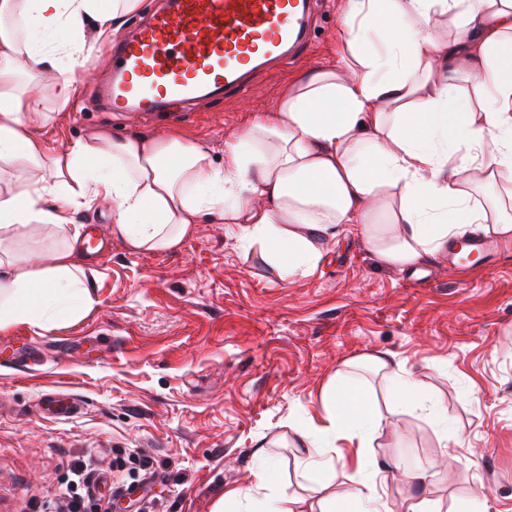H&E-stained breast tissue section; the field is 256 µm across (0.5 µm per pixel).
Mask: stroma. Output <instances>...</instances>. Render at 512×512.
I'll return each instance as SVG.
<instances>
[{
  "mask_svg": "<svg viewBox=\"0 0 512 512\" xmlns=\"http://www.w3.org/2000/svg\"><path fill=\"white\" fill-rule=\"evenodd\" d=\"M346 0H322L312 46L243 96L203 101L180 124L94 112L92 70L105 43L72 77L81 113L47 102L32 134L56 148L96 133L184 138L216 163L224 145L276 111L296 78L343 48ZM78 228L112 239L83 260L95 303L52 331H0V512H55L73 468L88 464L91 490L110 512H213L226 492L267 467L295 512H319L321 495L297 472L296 431L325 414L323 391L349 362L389 357L448 415L454 431L415 413L396 416L371 456L409 470L442 452L473 453L477 467L437 470L421 489L383 478L380 512H512V238L495 257L455 269L387 265L358 225L327 242L317 270L281 280L254 267L231 224H199L163 252H136L93 206ZM78 409L54 417L56 396Z\"/></svg>",
  "mask_w": 512,
  "mask_h": 512,
  "instance_id": "stroma-1",
  "label": "stroma"
}]
</instances>
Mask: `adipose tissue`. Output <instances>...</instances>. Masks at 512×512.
I'll return each instance as SVG.
<instances>
[{"label":"adipose tissue","mask_w":512,"mask_h":512,"mask_svg":"<svg viewBox=\"0 0 512 512\" xmlns=\"http://www.w3.org/2000/svg\"><path fill=\"white\" fill-rule=\"evenodd\" d=\"M141 2L0 0V168L30 175L27 189H0V330L49 331L91 309L71 226L102 202L132 250L166 252L196 225L232 224L283 279L312 275L345 224L400 268L442 256L468 224L512 237V211L488 218L457 178L475 169L487 185L512 184V0H347L336 61L302 73L276 112L225 144L220 164L180 138L94 135L62 150L35 138L45 100L27 80L82 62L85 22L117 32ZM441 16L454 37H440ZM462 77L473 95L459 92ZM40 228L62 242L32 268L11 244ZM368 364L393 403L380 408L361 378L340 374L324 390L323 424L299 433L305 476L325 492L320 512L376 500L381 466L369 450L395 415L425 409L448 422L388 358ZM342 439L369 470L332 494L328 455Z\"/></svg>","instance_id":"adipose-tissue-1"}]
</instances>
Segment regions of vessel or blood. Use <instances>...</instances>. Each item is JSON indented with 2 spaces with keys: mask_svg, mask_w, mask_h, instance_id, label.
Returning <instances> with one entry per match:
<instances>
[{
  "mask_svg": "<svg viewBox=\"0 0 512 512\" xmlns=\"http://www.w3.org/2000/svg\"><path fill=\"white\" fill-rule=\"evenodd\" d=\"M315 0H158L113 43L94 105L145 119L170 103L243 95L309 44Z\"/></svg>",
  "mask_w": 512,
  "mask_h": 512,
  "instance_id": "obj_1",
  "label": "vessel or blood"
}]
</instances>
